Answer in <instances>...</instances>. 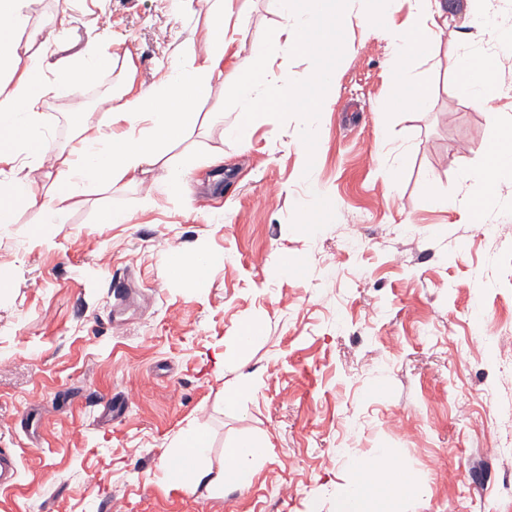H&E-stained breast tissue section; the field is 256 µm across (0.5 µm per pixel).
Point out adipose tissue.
Listing matches in <instances>:
<instances>
[{"label": "adipose tissue", "instance_id": "obj_1", "mask_svg": "<svg viewBox=\"0 0 512 512\" xmlns=\"http://www.w3.org/2000/svg\"><path fill=\"white\" fill-rule=\"evenodd\" d=\"M416 2L420 22L398 32L393 49L397 101L408 109L422 107L429 95L426 87L412 83L408 62L429 50V35L443 16L439 0ZM499 3L472 0L468 10L470 25L490 28L496 46L495 53L467 56L460 77L468 99L480 106L497 98H512V81L500 78L496 62L498 54L512 52V25L500 27L494 23ZM25 7L26 0H0V157L31 164L42 162L50 149L41 132L40 105L44 97L52 92L70 94L93 83L111 60L92 49L59 66L53 80L44 82V55L23 52L17 39L25 31L31 40L40 37L39 31H28ZM227 35L223 10L211 12L206 31L210 53L203 62L171 68L133 99L114 104L107 120L95 131L79 136L68 151L56 154L57 175L45 195H38L21 172L0 177V231L15 223L18 205L38 208L43 223L64 224L69 219V202L81 187L138 179L145 166L157 162L167 146L184 138L193 109L209 97L214 81L221 76L219 62ZM463 181L472 189L471 195L463 199V208L472 222H480L499 186L512 183V124L491 129L483 163L466 171ZM175 448L173 458L164 465L166 475L185 482L191 493L202 485L246 487L266 456L261 440H234L224 450L223 474L216 480L203 464L211 444L202 428L182 430Z\"/></svg>", "mask_w": 512, "mask_h": 512}]
</instances>
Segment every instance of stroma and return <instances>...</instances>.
Instances as JSON below:
<instances>
[{
  "instance_id": "stroma-1",
  "label": "stroma",
  "mask_w": 512,
  "mask_h": 512,
  "mask_svg": "<svg viewBox=\"0 0 512 512\" xmlns=\"http://www.w3.org/2000/svg\"><path fill=\"white\" fill-rule=\"evenodd\" d=\"M441 3L447 28L410 63L429 98L407 110L394 103L391 67L414 0H350L309 165L298 118H257L245 145L225 137L241 59L284 24L278 0H225L245 39L228 43L186 138L139 180L75 197L67 223L19 207L0 232V448L18 459L0 512H339L360 478L369 512H505L512 454L478 453L512 434V184L482 223L459 202L462 173L479 166L512 98L481 107L460 95L462 57L494 43L464 27L465 0ZM208 10L202 0L181 11L172 0H28L31 26L68 15L48 63L91 48L112 59L98 84L44 100V136L67 149L114 97L203 60ZM188 154L182 193H163ZM426 184L437 206L425 204ZM109 207L131 222L99 223ZM202 250L218 258L203 281L169 278L173 254ZM286 256L300 274H281ZM116 277L129 288L119 306ZM246 321L263 335L240 352ZM192 425L211 437L215 473L232 440L267 443L249 486L192 494L166 478L161 463ZM382 449L414 479L407 499L388 500L383 476H359L356 462Z\"/></svg>"
}]
</instances>
